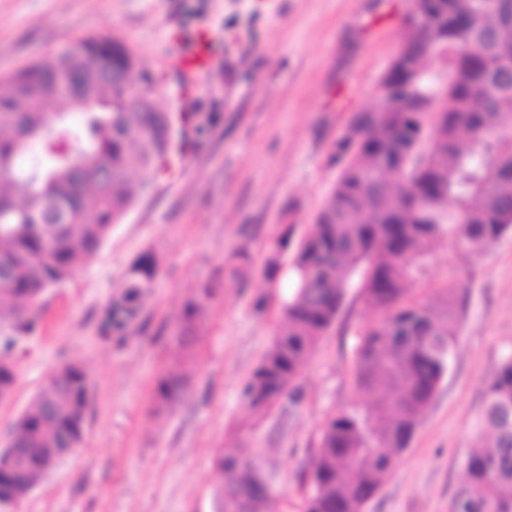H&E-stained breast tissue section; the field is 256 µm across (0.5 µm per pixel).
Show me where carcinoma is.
<instances>
[{"label":"carcinoma","mask_w":512,"mask_h":512,"mask_svg":"<svg viewBox=\"0 0 512 512\" xmlns=\"http://www.w3.org/2000/svg\"><path fill=\"white\" fill-rule=\"evenodd\" d=\"M443 68L424 59L413 90L398 87L381 112L352 117L354 131L336 140L339 178L312 230L293 242L294 225L275 239L265 263L274 281L277 255L295 247L292 282L281 304V324L245 382L241 397L265 416L284 400L299 401L297 380L310 353L339 317L350 279L363 271L361 298L377 317L354 334L353 389L363 405L330 415L301 474L310 485L302 512H363L408 448L421 417L448 370L456 344L460 286L440 289L435 304L409 298L426 279L428 260L442 239L463 251L486 249L512 230V0H447ZM478 52L491 71L471 63ZM137 58L107 34L26 63L0 77V400L16 383L14 355L40 327L43 295L73 275L78 258L93 256L129 208L166 171L187 141L175 120L197 115L139 112L137 89L127 102L104 79L134 69ZM81 83L84 101L65 90L45 97L55 71ZM446 93L433 102L419 93L437 78ZM54 105V111L45 107ZM251 264L245 248L224 260V277L238 281ZM159 274L144 253L127 268L122 292L100 318L103 336H123ZM214 289L197 290L176 329L178 360L154 389L161 407L187 393L188 360ZM88 376L66 363L50 377L14 425L10 442L26 449L19 485L3 475L0 509L19 504L60 461L58 449L83 437ZM51 421H44L47 408ZM486 444L465 459V479L450 506L463 512H512V347L501 351L486 386L480 418ZM221 473L244 471L216 490V512H273L277 497L262 465L239 448L220 452Z\"/></svg>","instance_id":"1"}]
</instances>
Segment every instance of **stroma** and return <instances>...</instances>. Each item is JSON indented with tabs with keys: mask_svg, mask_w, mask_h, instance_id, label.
I'll return each mask as SVG.
<instances>
[{
	"mask_svg": "<svg viewBox=\"0 0 512 512\" xmlns=\"http://www.w3.org/2000/svg\"><path fill=\"white\" fill-rule=\"evenodd\" d=\"M412 0H0V76L91 34H109L158 79L159 106L176 111L166 60L208 31L217 62L188 107L204 125L193 159L174 163L113 225L99 252L43 297L41 327L25 340L17 379L0 400V449L16 420L65 362L88 374L81 443L17 512H215L214 460L241 445L271 473L276 512H301L307 469L323 425L359 403L349 382L353 329L366 311L349 289L336 323L303 368L298 405L256 418L241 391L276 333L289 268L264 274L282 225L296 237L338 175L330 155L351 115L378 103L377 82L399 48ZM247 248L237 285L224 258ZM153 252L159 276L125 339L98 323L130 263ZM429 275L410 295L430 302L462 284L457 345L429 409L365 512H448L477 431L484 388L512 344V231L471 252L439 241ZM212 285L199 329L190 392L157 409L153 388L172 362V332L187 300Z\"/></svg>",
	"mask_w": 512,
	"mask_h": 512,
	"instance_id": "obj_1",
	"label": "stroma"
}]
</instances>
